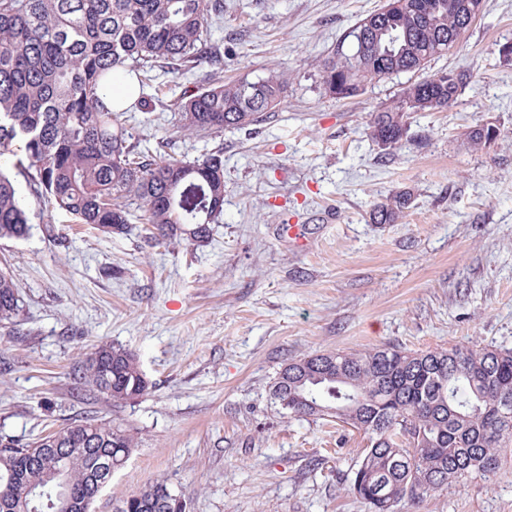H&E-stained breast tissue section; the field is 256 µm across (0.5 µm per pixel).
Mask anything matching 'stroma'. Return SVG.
I'll return each instance as SVG.
<instances>
[{"label":"stroma","mask_w":512,"mask_h":512,"mask_svg":"<svg viewBox=\"0 0 512 512\" xmlns=\"http://www.w3.org/2000/svg\"><path fill=\"white\" fill-rule=\"evenodd\" d=\"M386 0H224L208 38L224 61L157 72L134 136L193 161L224 149V211L208 243L109 236L49 215L19 182L30 231L0 239V269L24 307L0 324V434L23 443L78 413L122 425L137 445L91 505L116 512L165 481L190 512H367L347 489L364 435L326 416L284 417L272 399L283 367L320 352L406 351L481 343L512 349V0H483L463 48L424 71L364 83L339 99L322 84L336 49ZM456 100L411 113L400 148L369 137L373 112L443 71ZM225 80L283 74L279 105L221 134L178 128L181 99ZM485 125L480 149L463 135ZM392 224L370 220L398 192ZM304 226L310 243L282 238ZM108 342L132 351L149 388L127 402H79L73 370ZM397 512H512V463ZM410 201L409 193H399L388 201L377 204L373 208L370 218L375 224H391L400 217L404 209L408 208Z\"/></svg>","instance_id":"1"}]
</instances>
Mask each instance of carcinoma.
Instances as JSON below:
<instances>
[{
  "instance_id": "obj_1",
  "label": "carcinoma",
  "mask_w": 512,
  "mask_h": 512,
  "mask_svg": "<svg viewBox=\"0 0 512 512\" xmlns=\"http://www.w3.org/2000/svg\"><path fill=\"white\" fill-rule=\"evenodd\" d=\"M483 0H387L352 31L355 50L324 65L323 86L339 98L360 84L420 71L456 47ZM224 0H0V157L20 155L18 171L45 210L107 234L128 235L132 219L157 241L202 243L224 207V152L201 159L164 157L135 139L106 89L119 71L218 64L209 20ZM464 74L426 78L373 113L369 137L400 146L412 112L447 107ZM285 82L216 78L179 104L186 130L222 132L249 125L280 101ZM490 126L464 134L478 149L496 138ZM411 195L377 204L375 224L395 222ZM135 210H130V204ZM30 230L14 176L0 169V238ZM18 284L0 271V323L20 312ZM85 391L114 402L135 400L148 382L136 356L98 344L74 369ZM272 395L290 417L327 416L363 432L362 459L349 491L369 512L434 494L474 475H495L512 446V349L454 346L408 352L393 346L328 352L287 364ZM135 447L129 431L90 415L32 443L0 435V512H53L59 485L85 512L103 470L120 467ZM187 502L157 481L123 500L118 512H187Z\"/></svg>"
}]
</instances>
